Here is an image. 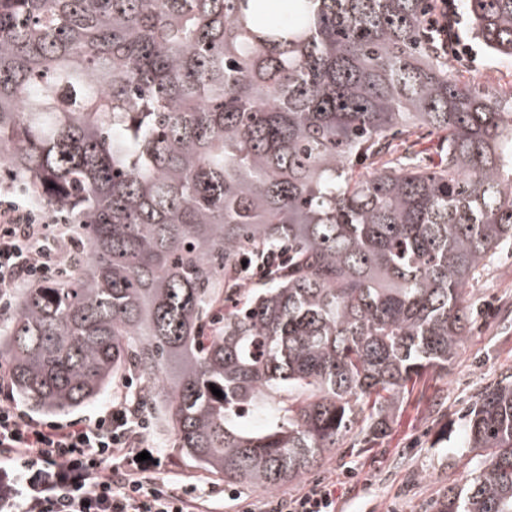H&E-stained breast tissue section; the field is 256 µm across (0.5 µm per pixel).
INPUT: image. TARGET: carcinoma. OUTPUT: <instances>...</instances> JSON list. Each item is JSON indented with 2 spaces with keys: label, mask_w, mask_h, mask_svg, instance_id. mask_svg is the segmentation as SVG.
Here are the masks:
<instances>
[{
  "label": "carcinoma",
  "mask_w": 512,
  "mask_h": 512,
  "mask_svg": "<svg viewBox=\"0 0 512 512\" xmlns=\"http://www.w3.org/2000/svg\"><path fill=\"white\" fill-rule=\"evenodd\" d=\"M462 2L512 58V0ZM431 9L0 0V193L83 248L0 323L13 393L61 415L130 372L195 467L243 488L384 436L512 247V89L451 72ZM464 433L477 464L440 512H512V374Z\"/></svg>",
  "instance_id": "1"
}]
</instances>
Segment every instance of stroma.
Segmentation results:
<instances>
[{
    "instance_id": "stroma-1",
    "label": "stroma",
    "mask_w": 512,
    "mask_h": 512,
    "mask_svg": "<svg viewBox=\"0 0 512 512\" xmlns=\"http://www.w3.org/2000/svg\"><path fill=\"white\" fill-rule=\"evenodd\" d=\"M465 79L489 92L512 87V58L478 52ZM473 309L470 335L447 374L415 380L385 436L371 446H342L326 454L320 467L284 488L291 497L318 479L336 484V512H439L449 485L462 483L473 467L462 450V416L485 387L512 373V250L502 253L469 291ZM145 448L160 447L175 484L193 483L223 501V512L259 507L270 491L243 488L226 501L223 480L209 477L176 448L173 437L153 425ZM355 479H347L346 469Z\"/></svg>"
}]
</instances>
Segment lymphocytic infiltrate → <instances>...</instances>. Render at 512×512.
Returning a JSON list of instances; mask_svg holds the SVG:
<instances>
[{
    "instance_id": "lymphocytic-infiltrate-1",
    "label": "lymphocytic infiltrate",
    "mask_w": 512,
    "mask_h": 512,
    "mask_svg": "<svg viewBox=\"0 0 512 512\" xmlns=\"http://www.w3.org/2000/svg\"><path fill=\"white\" fill-rule=\"evenodd\" d=\"M433 25L439 50L474 62L460 29L455 0H441ZM0 307L16 289L57 275L75 242L66 225L47 224L14 202L0 210ZM140 388L124 380L115 404L91 421L61 424L26 416L0 402V512H197L205 493L174 487L160 466L137 461L151 423L142 412ZM263 512H336L334 486L316 482L291 498L276 497Z\"/></svg>"
}]
</instances>
